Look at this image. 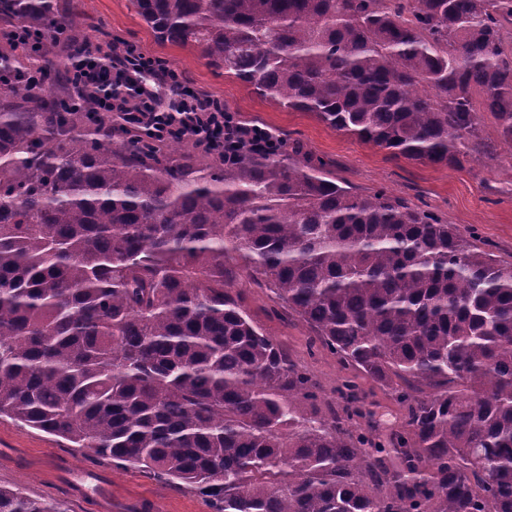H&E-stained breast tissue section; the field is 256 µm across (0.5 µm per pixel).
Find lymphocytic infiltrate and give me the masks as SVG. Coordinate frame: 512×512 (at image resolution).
I'll list each match as a JSON object with an SVG mask.
<instances>
[{
  "label": "lymphocytic infiltrate",
  "instance_id": "1",
  "mask_svg": "<svg viewBox=\"0 0 512 512\" xmlns=\"http://www.w3.org/2000/svg\"><path fill=\"white\" fill-rule=\"evenodd\" d=\"M71 82L97 90L106 73H113L119 86L112 97L92 105L94 121L111 126L113 134H136L159 143L172 138L197 148L234 159L244 148L276 154L285 142L266 128L248 125L227 110L221 98L200 92L179 70L146 56L133 44L124 43L111 65H99L95 34H86Z\"/></svg>",
  "mask_w": 512,
  "mask_h": 512
}]
</instances>
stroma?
I'll use <instances>...</instances> for the list:
<instances>
[{
  "instance_id": "35a3bbf8",
  "label": "stroma",
  "mask_w": 512,
  "mask_h": 512,
  "mask_svg": "<svg viewBox=\"0 0 512 512\" xmlns=\"http://www.w3.org/2000/svg\"><path fill=\"white\" fill-rule=\"evenodd\" d=\"M60 2L79 13L82 26L72 30L70 42L54 45L51 55L72 54L89 29L136 44L147 55L184 72L202 92L222 98L244 123L301 143L305 151L327 162L337 181L361 193L383 189L409 205L427 207L500 261L512 263V148L501 141L491 114L483 116L473 160L457 167L419 163L333 130L311 113L277 108L233 76L215 73L194 52L159 44L131 0ZM244 290L254 318L313 375L323 397L335 400L334 388L345 374L336 357L314 344L305 324L279 310L268 289L248 283ZM358 382L365 395L366 434L373 446L389 450L392 433L403 423V411L390 391L364 376ZM60 459L75 469L100 471L111 478L112 512H212L202 495L165 486L132 468L113 466L90 449L70 447L61 438L0 417V486L52 499L62 512H95L91 501L74 496L67 481L54 475L53 466Z\"/></svg>"
}]
</instances>
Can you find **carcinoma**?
I'll list each match as a JSON object with an SVG mask.
<instances>
[{
    "label": "carcinoma",
    "mask_w": 512,
    "mask_h": 512,
    "mask_svg": "<svg viewBox=\"0 0 512 512\" xmlns=\"http://www.w3.org/2000/svg\"><path fill=\"white\" fill-rule=\"evenodd\" d=\"M283 109L460 166L480 113L512 146V0H132ZM73 28L58 0L0 21ZM0 52V416L210 499L214 512H512V264L305 155L200 160L91 122ZM268 288L405 411L386 454L258 324ZM0 512H60L0 486Z\"/></svg>",
    "instance_id": "carcinoma-1"
}]
</instances>
